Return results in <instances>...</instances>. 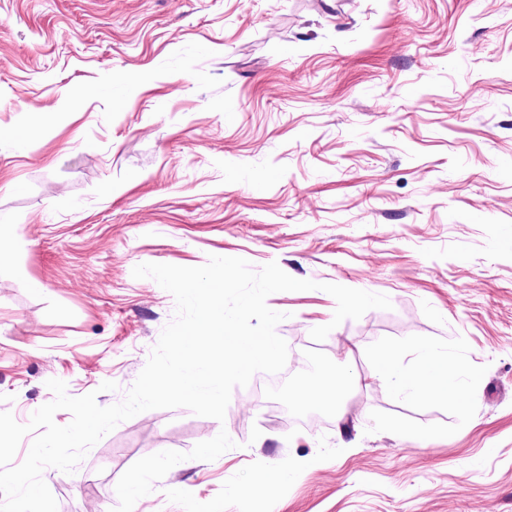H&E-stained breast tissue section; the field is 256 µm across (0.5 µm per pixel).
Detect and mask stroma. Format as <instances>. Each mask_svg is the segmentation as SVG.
Returning a JSON list of instances; mask_svg holds the SVG:
<instances>
[{
    "label": "stroma",
    "mask_w": 512,
    "mask_h": 512,
    "mask_svg": "<svg viewBox=\"0 0 512 512\" xmlns=\"http://www.w3.org/2000/svg\"><path fill=\"white\" fill-rule=\"evenodd\" d=\"M18 127L0 411L19 423L53 378L122 400L175 311L140 264L275 262L392 302L322 341L327 373L362 378L322 422L248 413L246 387L221 422L142 412L44 470L58 512H112L137 460L222 430L234 449L133 512H512V0H0V130ZM267 304L303 350L336 308L320 287ZM425 341L464 365L453 393L367 378L415 372Z\"/></svg>",
    "instance_id": "1"
}]
</instances>
